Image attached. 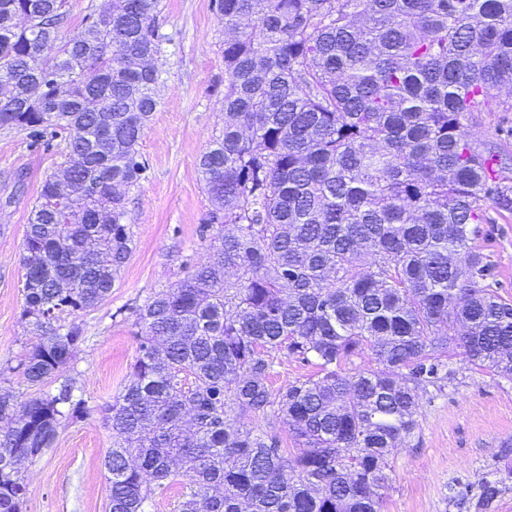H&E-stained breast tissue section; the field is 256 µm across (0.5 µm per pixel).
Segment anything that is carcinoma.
<instances>
[{
	"label": "carcinoma",
	"mask_w": 512,
	"mask_h": 512,
	"mask_svg": "<svg viewBox=\"0 0 512 512\" xmlns=\"http://www.w3.org/2000/svg\"><path fill=\"white\" fill-rule=\"evenodd\" d=\"M161 0L87 7L0 0V129L72 159L28 217L22 316L38 341L0 395V512H23L12 449L37 458L89 415L63 375L84 343L66 317L112 290L134 240L128 194L147 178L144 128L175 35ZM224 25V122L198 172L208 263L121 308L138 355L114 400L109 512H382L388 456L444 390L448 353L512 381V303L475 240L512 182L480 112H512V0H212ZM508 91L502 95V91ZM472 104H465L468 94ZM371 353L373 369L344 365ZM316 372L277 391L276 360ZM274 414L295 445L256 420ZM512 467L450 501L490 512ZM112 3V0H73L71 19L68 27L64 30V35L73 36L81 29L82 18L86 13V7L93 4L97 7Z\"/></svg>",
	"instance_id": "cac0c4a2"
}]
</instances>
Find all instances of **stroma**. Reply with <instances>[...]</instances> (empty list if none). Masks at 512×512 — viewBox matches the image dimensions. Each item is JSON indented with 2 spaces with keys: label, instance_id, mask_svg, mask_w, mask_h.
I'll list each match as a JSON object with an SVG mask.
<instances>
[{
  "label": "stroma",
  "instance_id": "obj_1",
  "mask_svg": "<svg viewBox=\"0 0 512 512\" xmlns=\"http://www.w3.org/2000/svg\"><path fill=\"white\" fill-rule=\"evenodd\" d=\"M161 7L162 29L175 43L158 60L167 85L141 140L148 177L127 204L135 248L111 294L74 316L86 340L68 373L77 377L91 414L61 424L52 447L25 463V512H108L102 462L112 438L97 408L117 394L139 346L133 317L119 309L209 257L200 228L210 203L198 161L223 125L224 34L211 0H163ZM64 161L29 149L24 133L0 129V366L17 362L37 341L22 317L23 240L42 179ZM486 215L476 246L494 267V288L512 301V213L491 207ZM449 367L452 380L444 392L421 398L418 429L389 457L393 482L382 512H469L450 503L451 486L508 464L500 452L512 441V383L458 353Z\"/></svg>",
  "mask_w": 512,
  "mask_h": 512
}]
</instances>
